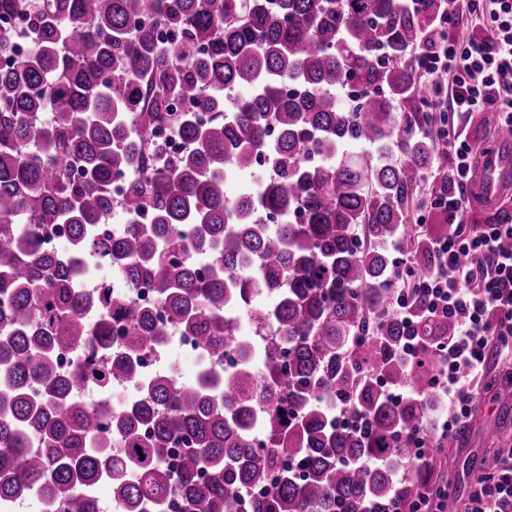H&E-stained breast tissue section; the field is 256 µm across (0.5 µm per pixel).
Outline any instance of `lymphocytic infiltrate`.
<instances>
[{
	"label": "lymphocytic infiltrate",
	"instance_id": "1",
	"mask_svg": "<svg viewBox=\"0 0 512 512\" xmlns=\"http://www.w3.org/2000/svg\"><path fill=\"white\" fill-rule=\"evenodd\" d=\"M474 26L448 33V16H438L435 36L420 51L419 85L427 106L446 93L448 122L439 135L441 151L453 154L447 189L432 194V208L447 212L456 231L437 241L438 266L412 276L407 287L421 296L428 313L453 318L456 331L435 346L439 361L431 389L456 406L442 426L451 436L469 412L485 375L487 354L512 361V221L472 225L468 219L473 173L472 146L458 130L460 115L492 110L499 128L512 129V0H464ZM468 512H512V454L475 475Z\"/></svg>",
	"mask_w": 512,
	"mask_h": 512
}]
</instances>
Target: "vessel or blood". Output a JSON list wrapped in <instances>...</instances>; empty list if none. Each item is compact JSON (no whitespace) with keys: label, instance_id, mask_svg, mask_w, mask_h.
Here are the masks:
<instances>
[{"label":"vessel or blood","instance_id":"vessel-or-blood-1","mask_svg":"<svg viewBox=\"0 0 512 512\" xmlns=\"http://www.w3.org/2000/svg\"><path fill=\"white\" fill-rule=\"evenodd\" d=\"M496 153L481 156L478 161L482 172L473 186V195L481 207L496 208L512 193V131L500 133Z\"/></svg>","mask_w":512,"mask_h":512}]
</instances>
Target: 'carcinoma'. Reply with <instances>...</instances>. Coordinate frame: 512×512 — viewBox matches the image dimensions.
Segmentation results:
<instances>
[{"label":"carcinoma","mask_w":512,"mask_h":512,"mask_svg":"<svg viewBox=\"0 0 512 512\" xmlns=\"http://www.w3.org/2000/svg\"><path fill=\"white\" fill-rule=\"evenodd\" d=\"M423 2L38 0L28 57L0 32V512L27 498L89 512L102 482L128 512H403L427 468L393 498L398 435L437 406L429 344L456 331L419 302L412 324L390 313L395 281L432 271L455 232L446 215L408 223L438 154L417 50L456 11ZM160 28L184 40L165 48ZM175 101L188 148L166 156L153 132ZM125 174L130 219L110 235L108 185ZM58 224L67 247L45 255ZM91 261L124 268L126 290L77 288ZM141 280L164 322L134 305ZM172 329L201 350L191 382L141 366ZM411 338L422 363L405 369ZM62 349L80 355L69 373ZM228 352L237 366L216 370ZM368 370L415 396L390 402ZM132 383L120 408L77 395ZM325 395L370 431L333 424ZM367 457L380 464L364 473Z\"/></svg>","instance_id":"carcinoma-1"}]
</instances>
